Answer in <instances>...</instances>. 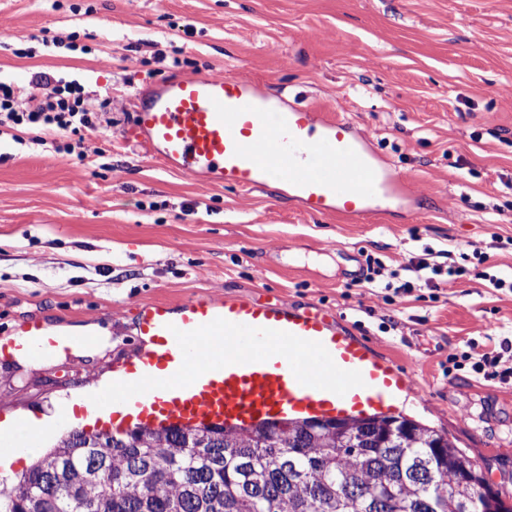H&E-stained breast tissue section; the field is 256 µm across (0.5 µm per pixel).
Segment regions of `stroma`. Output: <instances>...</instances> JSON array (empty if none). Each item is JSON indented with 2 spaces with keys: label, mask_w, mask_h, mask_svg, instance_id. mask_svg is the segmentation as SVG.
I'll use <instances>...</instances> for the list:
<instances>
[{
  "label": "stroma",
  "mask_w": 512,
  "mask_h": 512,
  "mask_svg": "<svg viewBox=\"0 0 512 512\" xmlns=\"http://www.w3.org/2000/svg\"><path fill=\"white\" fill-rule=\"evenodd\" d=\"M235 75L355 123L421 197L364 224L271 185L244 192L157 165L127 129L140 91ZM74 81L97 132L70 153L0 125V342L36 321L98 325L94 355L0 361V421L96 387L139 349L142 305L199 295L322 311L412 375L397 415L435 428L512 498V382L451 355L512 335V0H0V82ZM485 253L480 276L388 300L355 272L424 248Z\"/></svg>",
  "instance_id": "stroma-1"
}]
</instances>
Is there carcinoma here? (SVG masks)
Listing matches in <instances>:
<instances>
[{"label": "carcinoma", "instance_id": "obj_1", "mask_svg": "<svg viewBox=\"0 0 512 512\" xmlns=\"http://www.w3.org/2000/svg\"><path fill=\"white\" fill-rule=\"evenodd\" d=\"M448 438L392 415L74 431L0 512H512Z\"/></svg>", "mask_w": 512, "mask_h": 512}]
</instances>
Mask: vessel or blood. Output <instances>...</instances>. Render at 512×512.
<instances>
[{
	"mask_svg": "<svg viewBox=\"0 0 512 512\" xmlns=\"http://www.w3.org/2000/svg\"><path fill=\"white\" fill-rule=\"evenodd\" d=\"M131 136L160 165L245 191L280 172L285 195L313 215L362 222L379 201L413 212L412 179L386 162L352 122L318 113L233 75H176L139 95ZM151 347L115 366L97 402L122 426L224 423L390 414L410 385L321 312L202 296L171 310L142 306ZM66 340L39 323L0 344V358H42ZM192 370L189 382L174 377Z\"/></svg>",
	"mask_w": 512,
	"mask_h": 512,
	"instance_id": "obj_1",
	"label": "vessel or blood"
}]
</instances>
